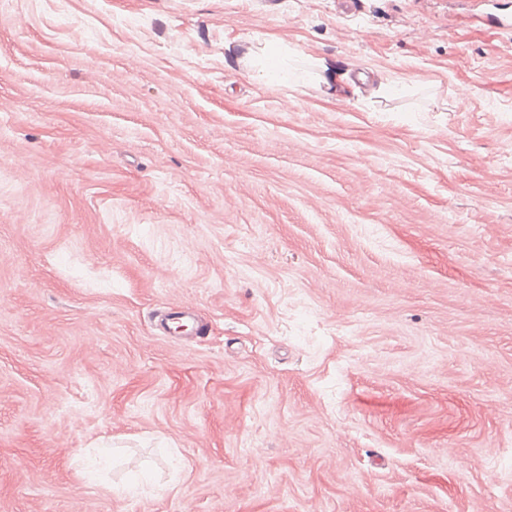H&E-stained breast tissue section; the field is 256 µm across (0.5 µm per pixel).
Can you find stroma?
I'll use <instances>...</instances> for the list:
<instances>
[{
    "mask_svg": "<svg viewBox=\"0 0 512 512\" xmlns=\"http://www.w3.org/2000/svg\"><path fill=\"white\" fill-rule=\"evenodd\" d=\"M0 512H512V27L0 0ZM294 53L288 46L279 41L269 43V51L258 69L259 78L268 84L288 85L294 76L291 62Z\"/></svg>",
    "mask_w": 512,
    "mask_h": 512,
    "instance_id": "stroma-1",
    "label": "stroma"
}]
</instances>
